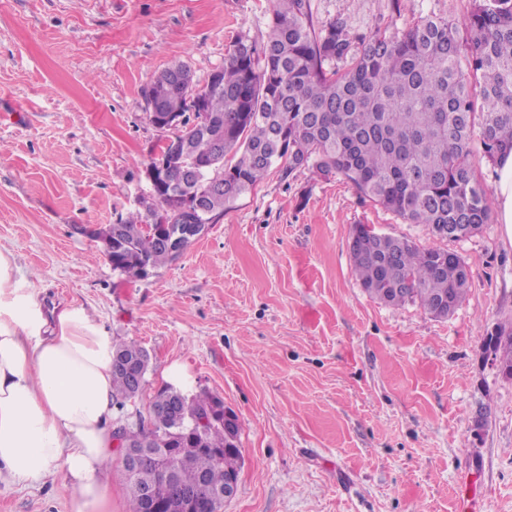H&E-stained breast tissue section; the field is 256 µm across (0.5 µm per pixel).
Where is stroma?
I'll return each mask as SVG.
<instances>
[{"instance_id":"obj_1","label":"stroma","mask_w":512,"mask_h":512,"mask_svg":"<svg viewBox=\"0 0 512 512\" xmlns=\"http://www.w3.org/2000/svg\"><path fill=\"white\" fill-rule=\"evenodd\" d=\"M471 0H313L353 31L457 21ZM271 0H0V249L45 310L85 306L150 354L118 421L147 414L172 364L189 393L240 424L239 486L223 512H512V380L483 342L512 322V240L501 224L448 242L467 295L438 320L388 306L352 271L353 225L439 246L341 176L274 168L184 256L143 278L113 271L88 226L150 193L167 138L142 87L174 63L197 85L239 38L264 43ZM62 473L0 477V512H70Z\"/></svg>"}]
</instances>
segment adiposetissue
I'll use <instances>...</instances> for the list:
<instances>
[{"instance_id":"1","label":"adipose tissue","mask_w":512,"mask_h":512,"mask_svg":"<svg viewBox=\"0 0 512 512\" xmlns=\"http://www.w3.org/2000/svg\"><path fill=\"white\" fill-rule=\"evenodd\" d=\"M113 340L81 305L45 312L0 250V472L33 485L61 471L71 512H112L107 470L120 408Z\"/></svg>"}]
</instances>
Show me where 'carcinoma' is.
<instances>
[{
    "label": "carcinoma",
    "mask_w": 512,
    "mask_h": 512,
    "mask_svg": "<svg viewBox=\"0 0 512 512\" xmlns=\"http://www.w3.org/2000/svg\"><path fill=\"white\" fill-rule=\"evenodd\" d=\"M220 85L194 90L183 63L141 89L146 102L186 120L176 140L188 161L173 165L166 189L152 193L124 226L132 233L97 237L112 269L141 277L148 265L174 261L160 232L176 234L184 215L152 228L149 216L170 207L175 196L198 194L223 178L221 190L204 194L205 214L221 215L250 193L272 167L292 174L303 167L322 176H343L361 197L409 224L462 229L449 240L479 233L491 223L493 198L475 176L472 137L475 98H480L483 157L495 164L512 151V0H472L461 22L426 16L402 32L376 30L355 35L347 21L314 19L312 0H273L269 32L262 45L239 39L219 68ZM201 100L211 127L198 131L188 115ZM350 236L353 271L373 299L399 306L417 302L430 316L446 319L463 302L469 266L453 251L421 248L404 237L379 233L367 224ZM500 365L512 369V323L484 341ZM115 353L128 359L146 350L136 341L116 340ZM112 388L120 397H139L131 376L114 367ZM174 389L153 396L148 420H139L137 441L151 435L166 448L224 449L175 460L178 483L209 496L213 486L239 471V424H199L215 396H184L177 411L179 434L158 416Z\"/></svg>",
    "instance_id": "cac0c4a2"
}]
</instances>
